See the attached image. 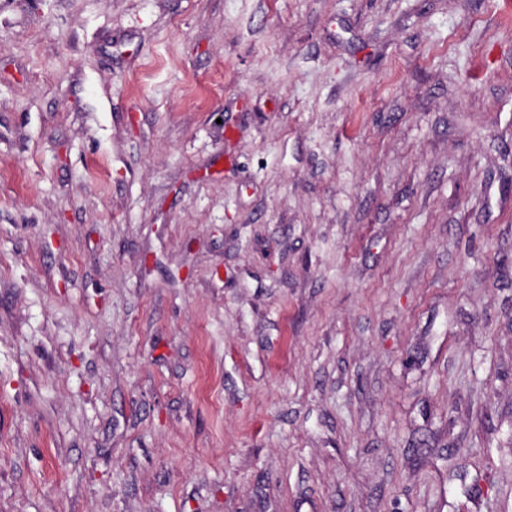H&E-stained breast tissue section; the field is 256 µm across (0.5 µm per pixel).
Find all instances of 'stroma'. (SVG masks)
<instances>
[{
  "label": "stroma",
  "mask_w": 512,
  "mask_h": 512,
  "mask_svg": "<svg viewBox=\"0 0 512 512\" xmlns=\"http://www.w3.org/2000/svg\"><path fill=\"white\" fill-rule=\"evenodd\" d=\"M0 512H512V0H0Z\"/></svg>",
  "instance_id": "1"
}]
</instances>
